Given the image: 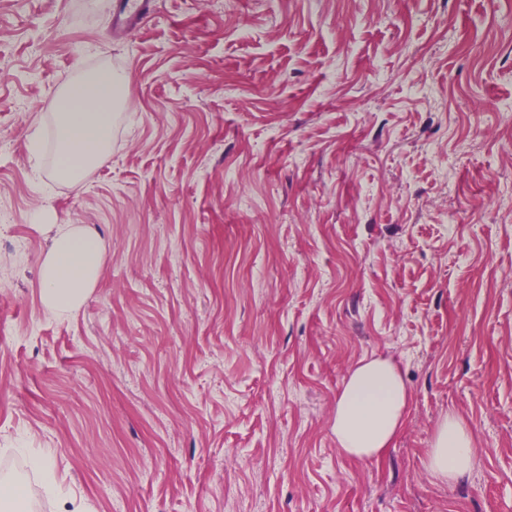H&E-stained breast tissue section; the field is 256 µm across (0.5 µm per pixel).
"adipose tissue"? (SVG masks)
Here are the masks:
<instances>
[{"instance_id": "adipose-tissue-1", "label": "adipose tissue", "mask_w": 512, "mask_h": 512, "mask_svg": "<svg viewBox=\"0 0 512 512\" xmlns=\"http://www.w3.org/2000/svg\"><path fill=\"white\" fill-rule=\"evenodd\" d=\"M126 78L104 72L84 77L57 100L53 124L58 179L80 184L112 151V119L124 99ZM51 245L40 267V295L55 316L73 315L96 287L103 266L100 239L72 224L52 227ZM411 395L399 364L391 358L360 360L336 398L331 431L346 458L370 463L391 448L402 430ZM474 440L462 418L441 419L426 451L433 481L451 484L471 469Z\"/></svg>"}]
</instances>
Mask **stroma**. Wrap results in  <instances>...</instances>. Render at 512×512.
<instances>
[{
    "instance_id": "1",
    "label": "stroma",
    "mask_w": 512,
    "mask_h": 512,
    "mask_svg": "<svg viewBox=\"0 0 512 512\" xmlns=\"http://www.w3.org/2000/svg\"><path fill=\"white\" fill-rule=\"evenodd\" d=\"M112 2L0 0V478L28 512H512V0H155L124 39ZM101 69L75 186L29 139ZM44 213L104 247L67 318ZM372 357L412 398L366 464L330 419ZM449 414L474 459L438 484ZM126 77L112 71L92 74L64 90L53 124L58 179L73 185L104 162L112 151V112L124 99ZM473 457V435L464 420L454 414L441 419L425 458V469L433 481L441 484L459 481L470 471Z\"/></svg>"
}]
</instances>
